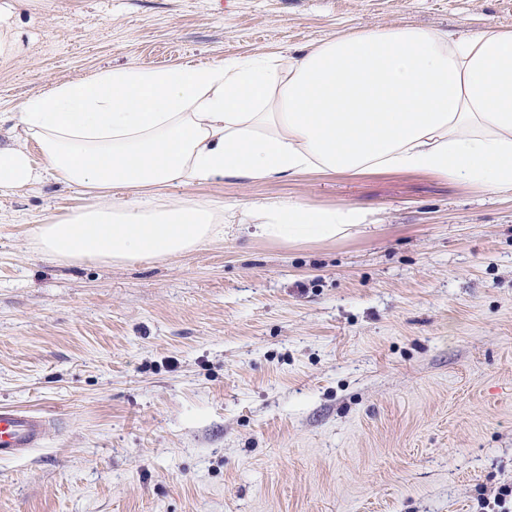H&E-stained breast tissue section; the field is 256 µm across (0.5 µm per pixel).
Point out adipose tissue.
<instances>
[{"instance_id":"1","label":"adipose tissue","mask_w":512,"mask_h":512,"mask_svg":"<svg viewBox=\"0 0 512 512\" xmlns=\"http://www.w3.org/2000/svg\"><path fill=\"white\" fill-rule=\"evenodd\" d=\"M0 144V195L50 177L88 202L34 230L67 263L190 252L224 223L292 245L363 227L352 207L274 200L237 209L164 201L227 176L425 173L512 194V29L365 28L297 55L158 69L103 68L23 101ZM126 191L113 202L110 194Z\"/></svg>"}]
</instances>
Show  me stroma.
<instances>
[{"label": "stroma", "instance_id": "35a3bbf8", "mask_svg": "<svg viewBox=\"0 0 512 512\" xmlns=\"http://www.w3.org/2000/svg\"><path fill=\"white\" fill-rule=\"evenodd\" d=\"M0 120L101 68L296 53L362 28L512 27V0H16ZM173 198L370 212L290 245L230 229L127 265L38 251L84 204L0 196V512H477L512 485V195L429 174L227 177ZM49 428V421L41 414L0 408V455H15L38 448Z\"/></svg>", "mask_w": 512, "mask_h": 512}]
</instances>
